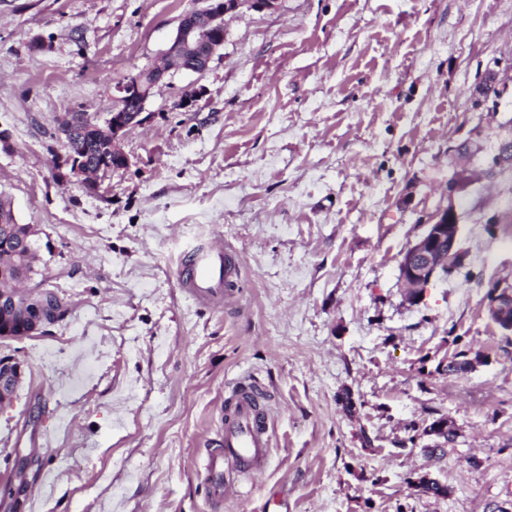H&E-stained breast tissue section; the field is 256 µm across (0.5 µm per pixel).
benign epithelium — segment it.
Segmentation results:
<instances>
[{"label": "benign epithelium", "mask_w": 512, "mask_h": 512, "mask_svg": "<svg viewBox=\"0 0 512 512\" xmlns=\"http://www.w3.org/2000/svg\"><path fill=\"white\" fill-rule=\"evenodd\" d=\"M277 0H200V6L184 13L175 35L162 56L116 86V106L102 119L110 129V140L103 161L75 162L67 178H75L90 190L98 188L100 177L128 167L129 159L121 147L127 132L143 121L146 105L170 72H205L224 46V16L242 7L271 10ZM458 214L450 204L426 224L424 234L404 254L399 264V280L406 288L405 300L418 304L425 290L436 279L446 276L451 260L459 254ZM487 311L490 320L506 336L512 334V284L496 283L489 289ZM56 301L38 288H16L0 292V311L30 307L33 318L30 332H39L56 323ZM25 374L23 362L12 356L0 357V407L16 393Z\"/></svg>", "instance_id": "obj_1"}]
</instances>
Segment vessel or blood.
Wrapping results in <instances>:
<instances>
[{
    "instance_id": "1",
    "label": "vessel or blood",
    "mask_w": 512,
    "mask_h": 512,
    "mask_svg": "<svg viewBox=\"0 0 512 512\" xmlns=\"http://www.w3.org/2000/svg\"><path fill=\"white\" fill-rule=\"evenodd\" d=\"M239 276L236 256L224 245H207L187 252L179 265V283L200 303L231 304ZM271 443L269 416L254 398L249 382L239 383L224 408V439L205 461V478L213 501L223 502L231 477L245 478L262 471Z\"/></svg>"
}]
</instances>
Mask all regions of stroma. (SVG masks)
Returning <instances> with one entry per match:
<instances>
[{
	"label": "stroma",
	"instance_id": "35a3bbf8",
	"mask_svg": "<svg viewBox=\"0 0 512 512\" xmlns=\"http://www.w3.org/2000/svg\"><path fill=\"white\" fill-rule=\"evenodd\" d=\"M197 4L0 0V196L68 309L0 338L25 366L0 480L32 460L0 512H512V345L485 301L512 283V165L492 164L512 138V0L239 9L219 58L173 72L124 137L128 168L95 192L59 181V120L111 111ZM491 71L507 93L477 104ZM449 205L463 264L409 305L399 263ZM216 236L240 261L222 308L176 277ZM462 350L485 363L437 373ZM245 375L268 461L217 511L203 465ZM439 417L459 433L443 457L405 446ZM422 472L448 497L410 489Z\"/></svg>",
	"mask_w": 512,
	"mask_h": 512
}]
</instances>
